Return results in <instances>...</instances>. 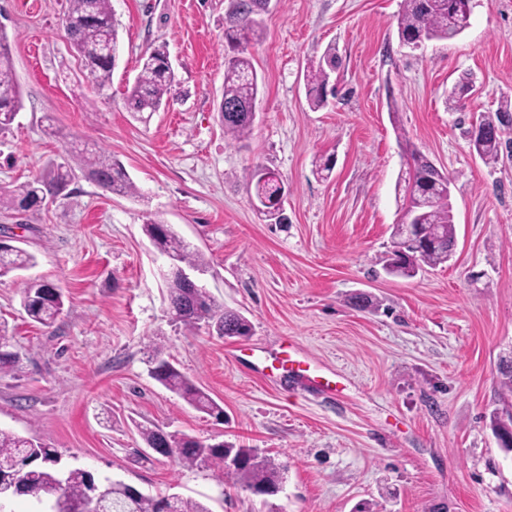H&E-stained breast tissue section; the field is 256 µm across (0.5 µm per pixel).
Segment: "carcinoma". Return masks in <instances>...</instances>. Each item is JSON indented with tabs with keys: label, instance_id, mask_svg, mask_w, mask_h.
I'll return each instance as SVG.
<instances>
[{
	"label": "carcinoma",
	"instance_id": "obj_1",
	"mask_svg": "<svg viewBox=\"0 0 512 512\" xmlns=\"http://www.w3.org/2000/svg\"><path fill=\"white\" fill-rule=\"evenodd\" d=\"M259 0H233L224 20V40L231 49L224 63V106L232 111L224 113V133L235 140L249 137L253 120L251 108L258 95V77L247 48L264 34L260 13L252 9ZM66 38L88 70L98 95L111 87L114 59L93 54L107 42L112 53L118 51V22L112 11V0H67L65 13ZM469 25V17L457 11L456 0H403L398 16V37L402 44L413 48L426 41H448L461 34ZM165 46L153 48L142 58L141 70L134 84L127 90L125 103L135 114L156 112L168 100L176 84V75L169 66ZM339 58L336 49L328 48L318 66L307 77L306 95L313 108L328 102L326 88L331 74L336 71ZM473 82L468 77L457 81L448 91V108L459 110L464 106ZM21 108V94L14 80L9 38L0 28V133L8 131ZM512 114V98L501 101L496 112L481 114L486 127L482 141L475 152L488 165L496 164L504 150L512 149V142L503 140L500 115ZM405 152L411 160L405 180V198L414 202L413 213L420 228L416 241L401 238L385 269L398 276L412 277L423 267H436L448 261V250L454 246L456 228L452 208L448 207V189L427 196L418 192L421 181L432 174L427 157L410 144ZM85 171L92 180L114 194L133 196L137 188L124 169L112 163V156L98 150L90 156L68 153L63 163L51 162L33 180L7 193H0V210L27 213L34 210L37 200L52 190L67 198L75 177V170ZM145 234L160 254L178 261L179 266L200 269L202 256L190 249L170 225L149 220L143 224ZM35 265V256L20 248L0 251V277ZM168 302L172 317L180 324L193 328L200 323L224 337H245L251 334V323L233 310L216 304L204 288H187L179 273L167 278ZM21 303L27 316L45 327L52 326L64 307L58 287L46 281L20 282ZM8 339L0 325V370L11 369L17 363L15 353L7 350ZM500 386L512 394V355L501 357L498 365ZM152 376L164 387L178 394L199 412L217 421L224 420V409L195 383L185 377L170 362L161 360ZM512 413L495 416L492 428L505 450L512 452ZM140 435L150 448L158 447L167 436L158 428L142 427ZM175 448V459L184 466H215L224 477L265 496L278 492L281 468L254 448H237L222 443H205L189 436L167 437ZM60 453L46 443L18 436L0 429V489L6 490L19 482L24 494L37 502L62 499L73 507L88 512H163L162 500L143 493L133 495L128 485L121 482L96 481L94 475L80 468L63 470L59 467ZM171 512H211L202 502L191 498L174 497Z\"/></svg>",
	"mask_w": 512,
	"mask_h": 512
}]
</instances>
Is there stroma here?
Here are the masks:
<instances>
[{"label": "stroma", "instance_id": "obj_1", "mask_svg": "<svg viewBox=\"0 0 512 512\" xmlns=\"http://www.w3.org/2000/svg\"><path fill=\"white\" fill-rule=\"evenodd\" d=\"M401 3L272 0L249 48L260 94L239 142L220 117L229 0H112L119 58L106 101L66 40L67 0H0L23 99L0 134V191L62 161L67 134L106 150L139 191L118 196L79 175L70 198L0 210V236L37 257L0 277V323L19 358L0 372V429L57 448L64 465L211 512H512V453L490 420L498 362L512 352V160L485 164L468 140L473 115L512 97V0H472L462 34L417 49L399 41ZM162 44L176 94L141 120L126 91ZM331 45L339 93L314 110L304 76ZM466 73L474 96L449 109ZM404 137L449 176L456 227L448 262L411 278L384 269L403 219ZM319 157L334 161L328 179L312 173ZM258 165L281 175L287 223H266L254 205ZM150 219L201 254L197 281L251 322L250 336L173 321ZM24 276L62 289L52 327L23 310ZM357 293L378 309L355 308ZM287 339L344 391L272 381L238 356ZM155 354L221 404L223 421L160 385ZM141 424L259 449L282 465L281 489L258 497L170 461L147 448Z\"/></svg>", "mask_w": 512, "mask_h": 512}]
</instances>
